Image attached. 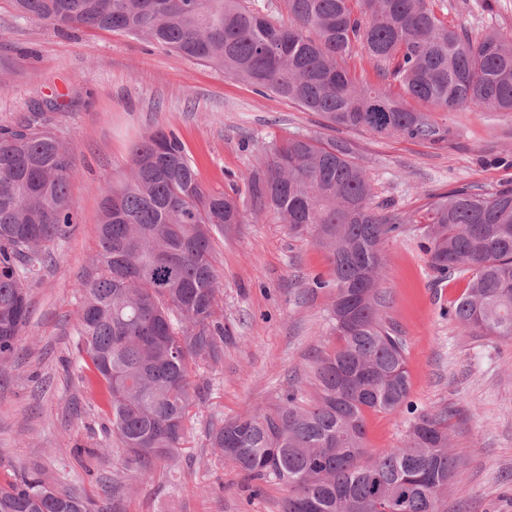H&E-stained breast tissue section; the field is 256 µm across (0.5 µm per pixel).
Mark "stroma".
Returning <instances> with one entry per match:
<instances>
[{"label": "stroma", "instance_id": "1", "mask_svg": "<svg viewBox=\"0 0 512 512\" xmlns=\"http://www.w3.org/2000/svg\"><path fill=\"white\" fill-rule=\"evenodd\" d=\"M449 25L472 35L512 29V0H429ZM0 58L9 61L0 125L35 104L56 100L51 130L75 151L70 195L76 222L52 259L27 283L30 315L17 353L0 363V484L36 476L80 496L91 512H282L287 487L250 482L209 441L213 426L261 413L295 391L316 394L314 362L333 348L335 294L325 254L270 212L216 235L219 307L230 334L219 358L198 361L191 381L201 400L190 413L175 463L141 475L113 437L97 394L83 378L74 318L77 282L93 270L102 189L130 173L132 147L145 135L174 131L208 190L241 180L272 142L322 135L353 144L370 170L375 200L406 219L403 235L383 244L382 317L406 346L415 410L446 414L459 460L440 512H512V338L461 328L448 309L467 278L439 279L419 248L415 222L427 195L465 185L512 184V112L437 113L453 131L446 149L342 127L275 94L262 95L172 49L121 32L57 29L18 18L0 0ZM410 415H366L368 455L402 445Z\"/></svg>", "mask_w": 512, "mask_h": 512}]
</instances>
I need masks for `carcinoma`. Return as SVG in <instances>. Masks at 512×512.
Returning a JSON list of instances; mask_svg holds the SVG:
<instances>
[{
  "label": "carcinoma",
  "instance_id": "1",
  "mask_svg": "<svg viewBox=\"0 0 512 512\" xmlns=\"http://www.w3.org/2000/svg\"><path fill=\"white\" fill-rule=\"evenodd\" d=\"M21 17L141 37L208 64L261 93L321 114L331 125L398 136L437 150L452 130L436 112H512V30L452 29L428 0H13ZM373 64L380 83L348 60ZM398 86L395 95L391 87ZM46 101L27 121L0 126V362L29 317L25 282L74 223L73 150L49 128ZM372 180L352 144L288 136L227 191L206 190L172 131L139 141L131 175L105 189L95 274L79 284L74 329L100 386L112 434L147 474L175 461L198 393L190 365L215 358L229 331L213 234L269 211L313 235L336 289L339 341L318 357V394L292 391L271 409L212 428L211 447L250 482L288 487L282 512H439L457 466L445 417L421 413L404 446L364 458L365 413L408 406L405 343L382 321L383 240L401 219L372 205ZM420 247L436 277L467 272L448 316L482 336L512 337V185L456 188L424 205ZM0 512H88L38 478L0 484Z\"/></svg>",
  "mask_w": 512,
  "mask_h": 512
}]
</instances>
